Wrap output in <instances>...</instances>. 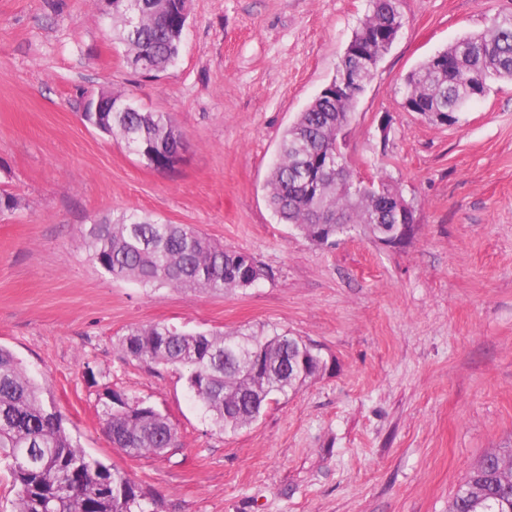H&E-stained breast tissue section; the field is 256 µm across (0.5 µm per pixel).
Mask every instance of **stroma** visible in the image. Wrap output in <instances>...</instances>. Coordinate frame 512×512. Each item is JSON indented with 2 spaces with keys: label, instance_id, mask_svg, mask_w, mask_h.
<instances>
[{
  "label": "stroma",
  "instance_id": "stroma-1",
  "mask_svg": "<svg viewBox=\"0 0 512 512\" xmlns=\"http://www.w3.org/2000/svg\"><path fill=\"white\" fill-rule=\"evenodd\" d=\"M173 68L144 76L96 0H0V346L48 392L85 453L149 489L163 512H448L483 455L512 448V80L453 126L403 106L408 73L482 32L512 0H401L402 28L347 130L355 175L400 187L403 246L362 232L312 244L280 223L266 181L281 138L320 92L368 0H190ZM168 113L170 170L82 119L100 89ZM190 224L267 271L224 295L112 279L81 236L123 211ZM277 329L324 366L235 434L216 431L187 374L126 359L118 339ZM167 414L181 445L130 457L102 423L108 391Z\"/></svg>",
  "mask_w": 512,
  "mask_h": 512
}]
</instances>
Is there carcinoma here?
Segmentation results:
<instances>
[{
	"instance_id": "1",
	"label": "carcinoma",
	"mask_w": 512,
	"mask_h": 512,
	"mask_svg": "<svg viewBox=\"0 0 512 512\" xmlns=\"http://www.w3.org/2000/svg\"><path fill=\"white\" fill-rule=\"evenodd\" d=\"M175 4L168 0L160 14L157 0L113 2V43L134 64L147 54L149 75L168 70L179 56L181 32L167 22ZM397 13L396 0H369V14L358 29L363 42L371 44ZM443 57L446 64L428 59L407 76L404 100L421 115L445 112L454 125L476 98V85L512 80V13L493 15L484 31L463 37ZM354 104L350 95L314 97L285 131L270 173L274 214L319 246L332 247L357 227L371 235L374 225L397 221L395 185L381 179L360 195L349 185L353 172L339 182L326 174L344 154ZM81 117L100 134L120 138L155 170L168 168L183 147L168 114L144 111L133 102L94 98ZM82 236L103 272L153 290L222 293L246 290L266 276L250 253L215 244L193 225L152 215L106 216L85 225ZM118 350L130 360L186 371L196 402L224 433L251 425L323 364L320 350L300 336L185 331L164 323L130 329L118 340ZM44 392L19 359L0 347V464L16 488L13 512H157L152 494L83 452ZM102 422L112 444L130 457L162 455L180 446L167 415L117 392L107 395ZM448 512H512V448L484 455L458 486Z\"/></svg>"
}]
</instances>
